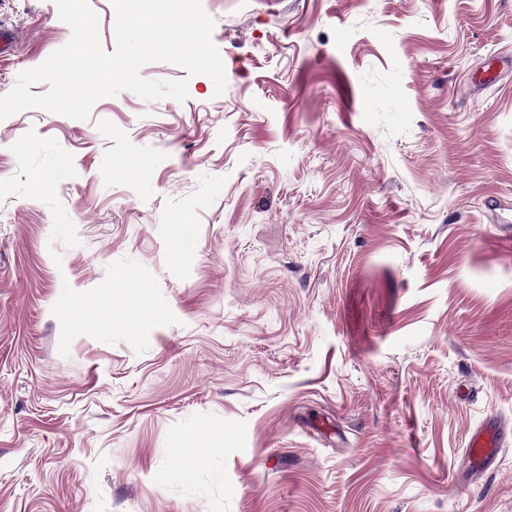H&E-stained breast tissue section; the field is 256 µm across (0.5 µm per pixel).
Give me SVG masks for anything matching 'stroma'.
<instances>
[{"label": "stroma", "instance_id": "1", "mask_svg": "<svg viewBox=\"0 0 512 512\" xmlns=\"http://www.w3.org/2000/svg\"><path fill=\"white\" fill-rule=\"evenodd\" d=\"M202 5L222 95L0 121V512H512V0ZM507 438V429L486 426L471 432L467 445V457L483 468H490L495 462L499 449Z\"/></svg>", "mask_w": 512, "mask_h": 512}]
</instances>
